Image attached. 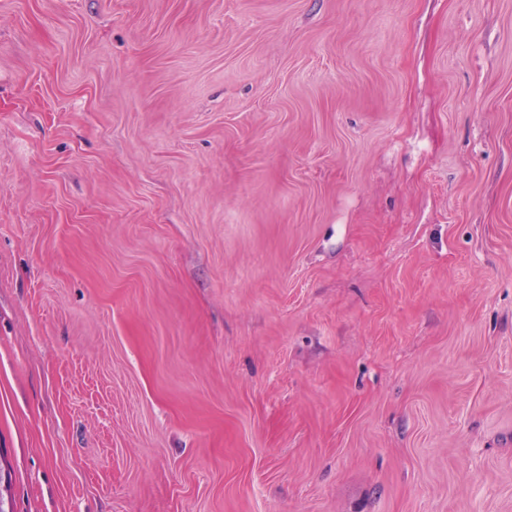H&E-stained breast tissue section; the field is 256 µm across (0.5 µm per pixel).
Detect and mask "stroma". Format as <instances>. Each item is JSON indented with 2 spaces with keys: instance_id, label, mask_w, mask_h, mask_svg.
<instances>
[{
  "instance_id": "stroma-1",
  "label": "stroma",
  "mask_w": 512,
  "mask_h": 512,
  "mask_svg": "<svg viewBox=\"0 0 512 512\" xmlns=\"http://www.w3.org/2000/svg\"><path fill=\"white\" fill-rule=\"evenodd\" d=\"M14 512H512V0H0Z\"/></svg>"
}]
</instances>
